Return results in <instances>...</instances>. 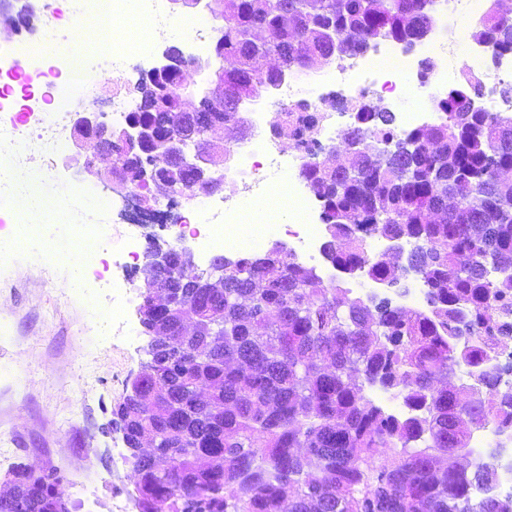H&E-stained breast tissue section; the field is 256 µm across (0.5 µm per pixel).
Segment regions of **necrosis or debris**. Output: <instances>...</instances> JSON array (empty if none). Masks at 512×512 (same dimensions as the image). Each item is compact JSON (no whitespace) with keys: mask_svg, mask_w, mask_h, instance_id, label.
<instances>
[{"mask_svg":"<svg viewBox=\"0 0 512 512\" xmlns=\"http://www.w3.org/2000/svg\"><path fill=\"white\" fill-rule=\"evenodd\" d=\"M483 0H437L446 23L436 35L415 46L383 39L367 50L313 72H292L272 89L246 100L242 109L255 142L254 148L235 147L233 165L225 169V180L233 190L221 198L211 195L193 197L184 203L182 195H168L164 204L152 212L142 213L133 197L113 201L100 196V206L108 212L125 215L128 229L121 238L119 255L124 263L138 259L140 240L136 228L142 224H170L175 228L176 244L193 240L199 253L208 255L221 250L225 254L260 251L270 236L283 237L289 253L299 259L316 260L322 251V226L317 222L314 197L300 178L307 164V152L285 154L280 141L271 136L275 118L286 116L291 103L313 91L325 99L331 88H342L347 100L373 97L393 113L397 126L411 130L440 121L442 114L435 102L447 93L457 79L450 63H441L429 74H422L423 56L436 52L446 55L448 49L463 47L469 60L468 69L481 80L494 81L512 76V53L496 54L484 43L466 39L455 20L468 16L482 18ZM138 12L146 23H154L164 14V0H79L78 14L103 15L112 41L101 51L87 54L81 62L64 55L48 57L36 52L26 32L11 34L10 42L0 46V115H8L11 123L31 127L45 145L41 166L47 171L58 168L66 143L56 136L66 128L74 96L95 98L99 95L97 73L101 64L123 72L128 59L136 54L151 53L155 37L128 35L121 23L131 12ZM63 77V84L42 90V77ZM406 78L413 87L422 89L426 101L420 107L404 108L405 94L398 83ZM286 193L287 221H274L271 214L257 210L256 205L273 195ZM475 454L487 455L490 449H501L498 459V485L512 491V428L497 422L488 423L474 432L468 442Z\"/></svg>","mask_w":512,"mask_h":512,"instance_id":"1","label":"necrosis or debris"}]
</instances>
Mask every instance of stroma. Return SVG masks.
Listing matches in <instances>:
<instances>
[{"instance_id":"35a3bbf8","label":"stroma","mask_w":512,"mask_h":512,"mask_svg":"<svg viewBox=\"0 0 512 512\" xmlns=\"http://www.w3.org/2000/svg\"><path fill=\"white\" fill-rule=\"evenodd\" d=\"M59 267L29 250L0 267V483L19 464L57 472L69 512H137L122 435L112 407L146 361L138 331L136 268H119L118 291L76 294L66 226L48 225ZM126 303L129 336L101 333L94 322L113 298Z\"/></svg>"}]
</instances>
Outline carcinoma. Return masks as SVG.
<instances>
[{
    "label": "carcinoma",
    "instance_id": "obj_1",
    "mask_svg": "<svg viewBox=\"0 0 512 512\" xmlns=\"http://www.w3.org/2000/svg\"><path fill=\"white\" fill-rule=\"evenodd\" d=\"M224 95L251 96L290 71L343 59L373 38L413 45L433 0H222ZM471 38L495 53L512 51V11L489 6ZM273 57L277 65L258 67ZM177 76L145 79L131 119L170 130L186 109ZM475 80L438 99L444 119L399 131L391 113L358 101L347 162L315 159L302 177L322 207L323 254L341 273L326 282L271 245L224 265V287L197 288L201 271L180 254L175 279L141 270L142 334L148 343L180 335L182 310L153 302L157 288L194 304L209 325L173 361L149 359L112 409L127 431L126 459L138 512H512V493L478 460L451 462L474 429L495 419L512 425V387L501 385L496 350L512 340V117L476 108ZM272 126L302 148L319 125L300 101ZM200 140L230 154L244 129L224 113L213 129L196 113ZM112 172L136 184L139 163ZM411 245L406 260L425 288L426 305L409 309L387 293L357 296L345 277L362 274L401 287L403 264L389 265L367 239ZM466 367L468 385H453ZM377 387L407 413H390L365 393ZM167 390L146 409L141 398ZM199 389L209 403L196 401ZM156 437L162 463L133 451ZM59 476L12 472L15 494L0 512H68L56 495Z\"/></svg>",
    "mask_w": 512,
    "mask_h": 512
}]
</instances>
